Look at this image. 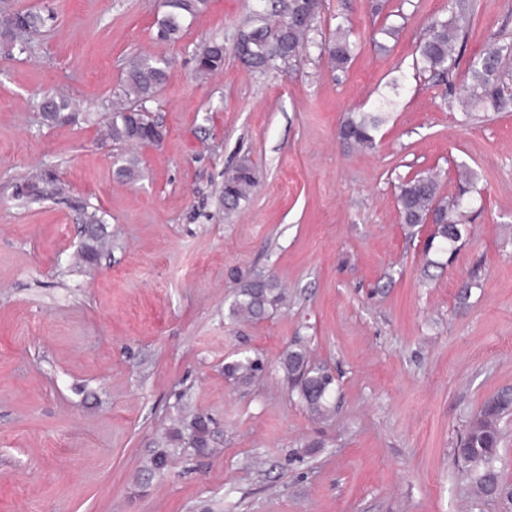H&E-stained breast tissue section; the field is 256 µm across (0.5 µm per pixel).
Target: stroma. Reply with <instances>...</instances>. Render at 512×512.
<instances>
[{"label": "stroma", "mask_w": 512, "mask_h": 512, "mask_svg": "<svg viewBox=\"0 0 512 512\" xmlns=\"http://www.w3.org/2000/svg\"><path fill=\"white\" fill-rule=\"evenodd\" d=\"M379 2L323 0L299 63L261 73L231 51L253 0H210L175 43L156 37L162 0H0L45 20L33 48L0 44V512H502L454 448L512 391V112L464 110L448 85L512 38V0H471L446 82L415 49L452 0ZM340 25L360 48L334 71L317 45ZM212 40L224 67L197 78ZM142 51L169 62L146 104L167 134L121 183L98 129ZM395 81L375 148L344 144L343 118ZM61 91L81 109L48 123L39 104ZM244 156L258 185L228 211ZM46 166L57 184L16 198ZM427 172L471 200L455 250L401 221L400 184ZM93 213L112 248L82 269ZM248 275L275 277L287 306L231 317ZM296 344L336 378L331 419L290 395ZM242 354L265 364L246 385L224 375ZM192 413L210 419L203 454L171 437Z\"/></svg>", "instance_id": "stroma-1"}]
</instances>
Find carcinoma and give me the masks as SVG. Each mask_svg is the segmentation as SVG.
<instances>
[{
  "mask_svg": "<svg viewBox=\"0 0 512 512\" xmlns=\"http://www.w3.org/2000/svg\"><path fill=\"white\" fill-rule=\"evenodd\" d=\"M209 0H163L165 11L157 21V38L177 42L182 35L183 23L202 13ZM261 13H251L250 26L240 31V43L234 54L252 70L266 72L282 66H293L299 60L303 46L310 43L309 33L322 10V0H265ZM25 22L24 48L28 49L44 26V19L31 12L20 19L16 12L0 15V32H11ZM471 16L466 8L451 12L450 16H430L423 26L422 38L417 46L416 63L437 78L449 75L459 56L458 42L469 30ZM357 43L350 31L339 25L336 34L318 45L332 69L343 71L355 55ZM224 44L211 41L196 54V73L206 78L224 67ZM166 65L150 54L133 57L121 80V93L111 102L112 117L106 121L102 138L119 147L138 145L152 138L164 139L165 130L150 120L143 103L155 97L166 81ZM450 93L464 99L466 107L482 112H512V41H502L470 61L468 74L459 86L449 85ZM395 105V100L383 96L375 111L349 113L338 128V137L348 145L362 149L375 146V133L384 120V114ZM70 104L63 97H52L46 107L48 117L55 122L75 118L68 111ZM139 176L138 158L122 155L116 177L133 181ZM56 181L50 169H41L16 187V196L37 201L43 196V185ZM258 182L253 162L243 158L224 177L222 201L224 209L234 210L250 199ZM398 202L404 223L411 227L432 221V238L451 244L461 238L460 225L466 217L463 195L440 194L437 178L420 174L403 182L399 187ZM286 293L279 281L266 277L260 281L247 277L229 307L232 317L260 320L276 311L285 301ZM260 360L242 356L224 364V375L248 383L261 371ZM281 369L303 407L314 417L326 419L332 415L335 379L324 367L311 362L304 348L285 352ZM512 411V394L503 392L483 404L480 411L465 426L455 454L469 478L473 495L482 499L493 484L505 495L512 509V495L496 466L501 444V419ZM210 420L194 414L186 423L188 441L203 453L208 449Z\"/></svg>",
  "mask_w": 512,
  "mask_h": 512,
  "instance_id": "cac0c4a2",
  "label": "carcinoma"
}]
</instances>
